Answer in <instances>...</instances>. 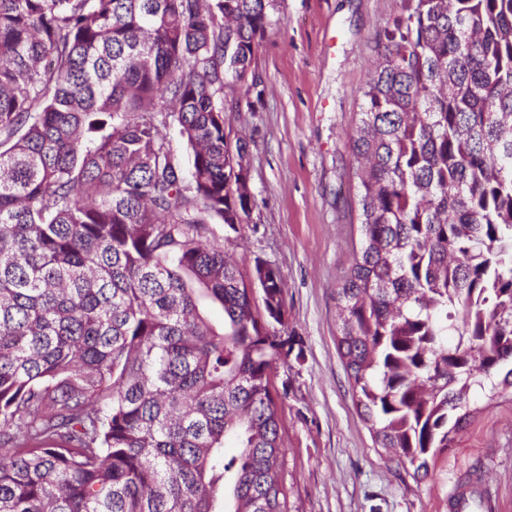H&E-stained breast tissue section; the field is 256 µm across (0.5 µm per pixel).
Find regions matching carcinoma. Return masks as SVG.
<instances>
[{"label":"carcinoma","mask_w":512,"mask_h":512,"mask_svg":"<svg viewBox=\"0 0 512 512\" xmlns=\"http://www.w3.org/2000/svg\"><path fill=\"white\" fill-rule=\"evenodd\" d=\"M397 2L337 351L424 478L470 394L512 389V0ZM278 23L276 0H0V512H289L282 280L256 261L260 310L204 244L249 216L224 99Z\"/></svg>","instance_id":"1"}]
</instances>
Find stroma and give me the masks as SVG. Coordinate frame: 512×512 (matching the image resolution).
<instances>
[{
  "label": "stroma",
  "instance_id": "1",
  "mask_svg": "<svg viewBox=\"0 0 512 512\" xmlns=\"http://www.w3.org/2000/svg\"><path fill=\"white\" fill-rule=\"evenodd\" d=\"M395 9L396 0H278L252 107L224 115L231 139L248 145L250 215L234 232L213 224L209 240L245 283L259 260L283 282L291 351L273 384L291 512H449L472 488L512 512V395L490 406L473 394L469 422L418 478L376 447L337 352L336 290L360 239L350 140L375 35Z\"/></svg>",
  "mask_w": 512,
  "mask_h": 512
}]
</instances>
